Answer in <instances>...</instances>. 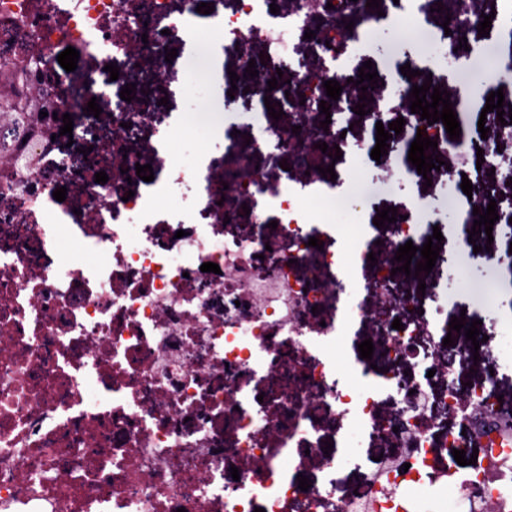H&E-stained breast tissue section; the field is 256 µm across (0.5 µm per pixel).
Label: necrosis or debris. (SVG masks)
<instances>
[{
  "label": "necrosis or debris",
  "instance_id": "necrosis-or-debris-1",
  "mask_svg": "<svg viewBox=\"0 0 512 512\" xmlns=\"http://www.w3.org/2000/svg\"><path fill=\"white\" fill-rule=\"evenodd\" d=\"M272 2L224 0L209 18L239 68L266 57L241 97L246 108L261 105L276 69L297 70L280 100L294 126L271 129L251 150L273 148L293 169L307 165L304 139L357 153L339 118L305 122L326 97L325 81L358 77L342 22L371 21L368 0H290L275 14ZM199 17L196 0H0L1 45L21 39L49 57L62 45L78 49L80 66L58 72L59 114L98 136L87 110L97 101L117 132L113 168L148 164L154 173L126 197L117 179L96 182L99 164L78 165L58 140L33 167L0 172V183L14 185L11 205H0V512H512V444L496 432L512 422V402L488 378L462 389L428 376L449 318L470 322L477 311L448 306L438 283L426 299L407 293L383 264L363 285L381 304L350 299V266L365 255L332 246L344 178L296 186L243 166L219 182L197 164L163 165L174 138L195 134L178 119L137 152L158 105L138 94L130 115L124 77L165 55L172 32L193 37ZM309 31L313 65L299 50ZM91 60L117 65L111 90L98 85ZM76 166L87 224L69 223L53 197ZM242 199L252 204L253 232L221 231ZM272 219L278 243L269 250L263 229ZM313 236L327 248L314 251ZM207 262L219 273L202 271ZM362 323L374 328L382 358L360 360L368 380L360 389L336 351ZM465 401L489 406L467 439L453 427ZM385 403L391 410L379 415ZM229 405L237 412L228 435ZM327 408L354 415V426L343 456L323 455L303 491L275 450L322 448L315 414ZM379 442L383 458H365L364 445ZM456 449L477 453L476 462L458 467ZM347 465L364 474L358 493L342 487Z\"/></svg>",
  "mask_w": 512,
  "mask_h": 512
}]
</instances>
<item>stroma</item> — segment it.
Returning a JSON list of instances; mask_svg holds the SVG:
<instances>
[{
  "label": "stroma",
  "instance_id": "stroma-1",
  "mask_svg": "<svg viewBox=\"0 0 512 512\" xmlns=\"http://www.w3.org/2000/svg\"><path fill=\"white\" fill-rule=\"evenodd\" d=\"M436 9L428 13L425 19H418L415 14L405 12L399 15L397 21L390 22L380 19L369 31L370 48L367 54L357 56V63H371L373 70L379 71L390 64L405 65V58L399 57L396 48L402 41L417 42L423 27L434 29L442 27L446 16L453 9V0H434ZM210 37L200 34L197 41H186L183 35H175L171 41L176 48L177 55L172 61L165 59H146L142 62L145 70H161L165 73L164 83L154 85L151 93L155 98H168L173 111L182 113L186 122H193L199 106L212 101H225L232 84L246 86L251 78L248 73H239L238 82H231L230 71H238L235 60L231 56H224L222 68L224 73L220 80L208 79L210 68L208 56L204 49L208 47ZM191 83L195 86L193 94L186 97H170L169 89L172 86ZM344 124L350 125V142L360 144L361 152L353 158L351 163L337 161V169H349L350 179L360 185L361 194L352 196L347 204L348 209L362 211L366 221H373L377 212L382 209L396 206L397 203L406 202L411 198L425 201L427 213L425 220L428 225L447 229L448 225L456 223L455 211L444 208L445 198L462 196L461 183L458 180L449 181V173H465L466 168L460 163L463 148L469 147L470 134L474 130L473 124L461 122L460 148L448 150L444 156L446 167L440 171H431L429 180L407 181L403 173H396L395 177H388L386 169L389 159L398 155L405 145L406 134L389 139L388 155L381 160L371 157V146L376 138V128L369 121L358 118L357 114L346 112L342 115ZM260 128L254 124L248 114H239L232 122L224 124L218 136H211L207 128H199L192 140L178 143L176 153L184 165H191L195 160L198 148H205L207 159L213 169L215 177H223L225 166L239 165L240 161H247L249 166L264 168L271 179H278L280 170L277 162L271 159L268 153L253 152L246 159L239 157H226L225 142L246 143L258 139ZM486 284L489 293L480 300L481 323L478 327L480 333L486 334V342L481 343L479 361L475 371H462L458 375L459 383H466L471 376L481 377L491 375L496 378L503 396L512 398V370L508 369L505 359L512 353V335L506 336L494 333V325L512 321V295L498 290V277L494 275L490 266L469 265L459 269L447 281V297L456 300L464 296L473 283Z\"/></svg>",
  "mask_w": 512,
  "mask_h": 512
}]
</instances>
